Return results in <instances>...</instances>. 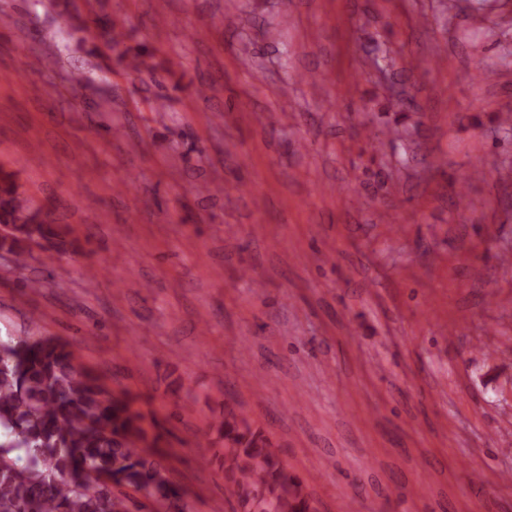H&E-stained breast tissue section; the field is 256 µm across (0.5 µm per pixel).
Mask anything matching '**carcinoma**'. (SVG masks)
Segmentation results:
<instances>
[{
  "label": "carcinoma",
  "instance_id": "carcinoma-1",
  "mask_svg": "<svg viewBox=\"0 0 512 512\" xmlns=\"http://www.w3.org/2000/svg\"><path fill=\"white\" fill-rule=\"evenodd\" d=\"M37 210L12 174L0 170V224L17 235L9 249L56 232L32 223ZM142 414L111 397L74 366L67 346L29 336L0 342V512H132L128 487L160 512H185ZM224 440L225 479L240 512H308L301 481L278 449L242 415L224 410L212 425Z\"/></svg>",
  "mask_w": 512,
  "mask_h": 512
}]
</instances>
